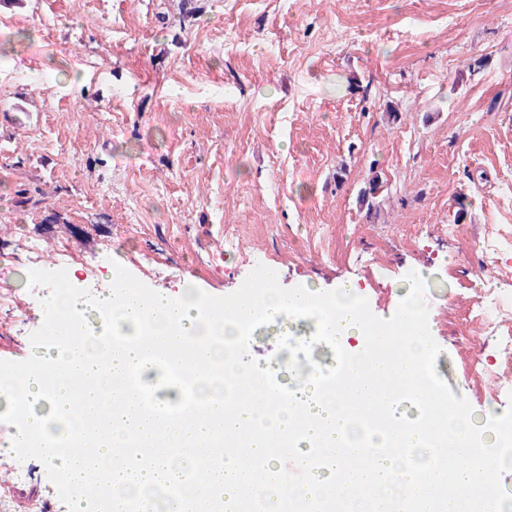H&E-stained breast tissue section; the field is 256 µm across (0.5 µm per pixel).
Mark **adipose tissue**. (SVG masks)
Masks as SVG:
<instances>
[{
	"instance_id": "obj_1",
	"label": "adipose tissue",
	"mask_w": 512,
	"mask_h": 512,
	"mask_svg": "<svg viewBox=\"0 0 512 512\" xmlns=\"http://www.w3.org/2000/svg\"><path fill=\"white\" fill-rule=\"evenodd\" d=\"M109 284L111 296L91 307L79 297L59 294L50 307L52 315L63 318L55 344L41 353L34 369L0 380V399L18 418L25 447L38 449L53 464L68 512H112L111 497L89 499L80 493L101 470L111 474V487L118 492L177 483L191 498H206L217 488L236 504L253 489L270 495L280 512L339 500L332 477L271 488L267 475L288 448L302 467L313 451L333 457L337 467L347 468V481L361 488L363 498L373 499L375 512H401L405 503L415 512H501L507 492L491 475L502 465L504 429L498 426L478 437L475 418L451 414L419 382L417 372L431 347L418 327L417 300H410L399 332L379 341L357 302L356 284H343L335 298L325 301L308 289L303 301L293 304L268 285L256 300L255 318L312 314L317 335L353 344L342 369L344 381L315 372L284 395L249 363L225 356L223 346L213 343V336L244 331L231 311L209 310L207 299L190 287L177 295L152 292L144 305L137 299L138 287L121 273H112ZM173 306L178 309L174 316L169 313ZM95 307L131 337L107 370L100 362L102 332L91 328L78 341L69 338L74 319ZM146 340L158 354L178 360L191 359L194 342L205 346L208 369L188 380L196 393L193 405L205 410L204 418L140 414L143 392H127L125 384L130 375L144 377L154 369L141 354ZM83 374L107 379L112 389V431L88 443L73 426L75 407L81 400L98 403L99 394L79 392L76 378ZM228 386L235 392L231 401L224 397ZM132 441L159 448L155 467L143 468L133 453L114 460L113 448ZM218 445L249 449V465L229 456L216 466L212 483H193L189 474L196 460ZM406 448L419 454V464L405 461Z\"/></svg>"
}]
</instances>
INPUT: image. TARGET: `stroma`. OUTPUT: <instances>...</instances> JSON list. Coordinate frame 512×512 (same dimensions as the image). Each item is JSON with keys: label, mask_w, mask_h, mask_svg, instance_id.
I'll list each match as a JSON object with an SVG mask.
<instances>
[{"label": "stroma", "mask_w": 512, "mask_h": 512, "mask_svg": "<svg viewBox=\"0 0 512 512\" xmlns=\"http://www.w3.org/2000/svg\"><path fill=\"white\" fill-rule=\"evenodd\" d=\"M0 0V371L30 369L64 290L111 272L143 291L359 286L370 322L409 292L451 410L512 412V363L473 344L490 294L512 301V0ZM397 117H390V110ZM379 177L377 213L358 196ZM38 255L31 265L30 255ZM96 261L88 271L87 261ZM312 323L258 321L233 347L281 389L317 361ZM12 503L65 512L52 464L7 438Z\"/></svg>", "instance_id": "stroma-1"}]
</instances>
